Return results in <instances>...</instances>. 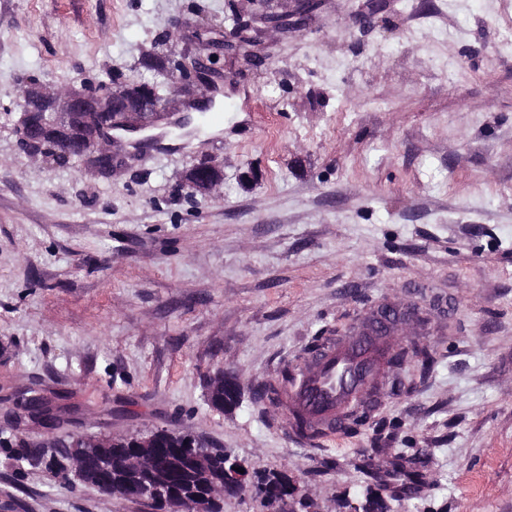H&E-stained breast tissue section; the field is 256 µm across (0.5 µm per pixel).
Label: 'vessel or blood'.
<instances>
[{
  "label": "vessel or blood",
  "instance_id": "obj_1",
  "mask_svg": "<svg viewBox=\"0 0 512 512\" xmlns=\"http://www.w3.org/2000/svg\"><path fill=\"white\" fill-rule=\"evenodd\" d=\"M394 346L391 336L370 342L365 333L329 339L309 351L290 388L288 406L321 427L320 437L330 440L344 431L346 410L372 411L385 398L384 389H373L382 354Z\"/></svg>",
  "mask_w": 512,
  "mask_h": 512
}]
</instances>
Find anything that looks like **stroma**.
I'll list each match as a JSON object with an SVG mask.
<instances>
[{"mask_svg": "<svg viewBox=\"0 0 512 512\" xmlns=\"http://www.w3.org/2000/svg\"><path fill=\"white\" fill-rule=\"evenodd\" d=\"M233 4L0 0V408L44 394L61 439L188 430L294 471L313 512L362 494L369 450L422 472L400 512H512V0H318L262 29L265 64L216 56L215 128L159 125L108 175L21 149L31 78L151 79L142 58L207 55ZM202 161L221 179L188 193ZM382 303L417 309L395 342L433 369L407 366L373 423L296 443L258 390ZM219 370L242 389L224 411ZM49 432L0 448L5 512H153L47 470Z\"/></svg>", "mask_w": 512, "mask_h": 512, "instance_id": "1", "label": "stroma"}]
</instances>
